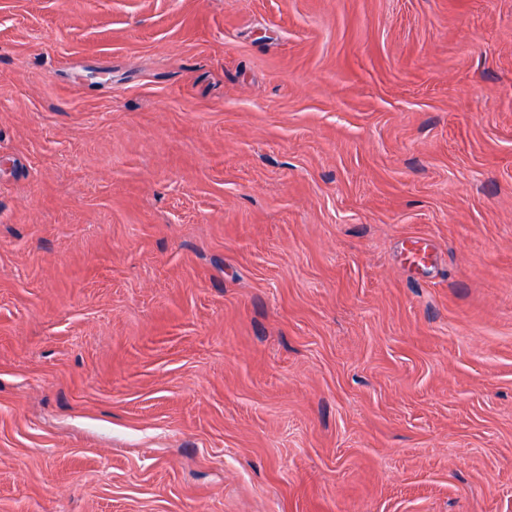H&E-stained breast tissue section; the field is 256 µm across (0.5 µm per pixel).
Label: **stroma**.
Wrapping results in <instances>:
<instances>
[{
  "label": "stroma",
  "mask_w": 512,
  "mask_h": 512,
  "mask_svg": "<svg viewBox=\"0 0 512 512\" xmlns=\"http://www.w3.org/2000/svg\"><path fill=\"white\" fill-rule=\"evenodd\" d=\"M0 512H512V0H0Z\"/></svg>",
  "instance_id": "35a3bbf8"
}]
</instances>
